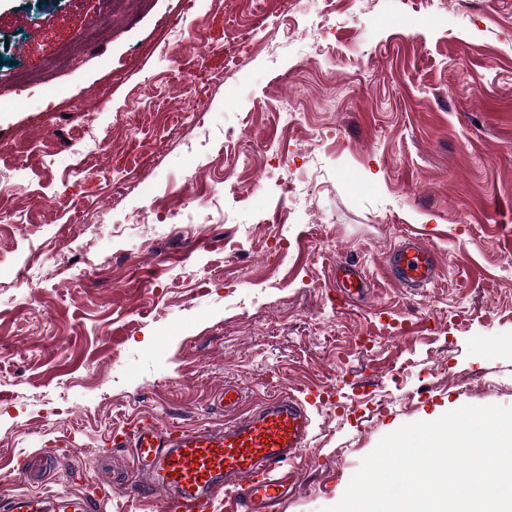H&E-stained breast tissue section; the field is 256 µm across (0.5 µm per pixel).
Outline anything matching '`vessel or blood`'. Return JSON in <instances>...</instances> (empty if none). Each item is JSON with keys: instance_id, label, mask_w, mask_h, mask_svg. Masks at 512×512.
<instances>
[{"instance_id": "b4317fda", "label": "vessel or blood", "mask_w": 512, "mask_h": 512, "mask_svg": "<svg viewBox=\"0 0 512 512\" xmlns=\"http://www.w3.org/2000/svg\"><path fill=\"white\" fill-rule=\"evenodd\" d=\"M393 280L404 288L431 283L434 251L422 238L389 257ZM310 419L300 397L280 392L244 417L220 425L164 429L140 420L120 434L132 449L134 493H161V512H281L299 484L297 460ZM0 512H90L85 495L16 493L0 499Z\"/></svg>"}]
</instances>
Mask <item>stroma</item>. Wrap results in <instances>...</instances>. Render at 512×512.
<instances>
[{
  "label": "stroma",
  "instance_id": "stroma-1",
  "mask_svg": "<svg viewBox=\"0 0 512 512\" xmlns=\"http://www.w3.org/2000/svg\"><path fill=\"white\" fill-rule=\"evenodd\" d=\"M333 8L334 32L299 16L295 38L230 73L228 44L246 27L264 36L282 0H203L175 67L158 52L180 0H131L105 25L100 0H0V148L27 150L30 181L0 196V495L95 486L109 493L103 512H159L160 496L130 494L113 430L216 424L225 385L248 405L286 385L311 389L312 424L285 512H321L401 426L512 407V0ZM96 26L88 51L47 71L61 43ZM17 64L48 83L25 110ZM282 97L300 104L298 124L278 120ZM82 104L108 147L68 180ZM193 112L208 126L196 155L166 151ZM43 141L59 158L50 173ZM272 143L310 157L286 197L259 177ZM189 169L201 172L193 209L217 200L225 217L129 223L177 209ZM90 208L105 223H80ZM417 231L438 271L408 294L387 258ZM345 260L369 292L343 307ZM369 334L385 345L360 346Z\"/></svg>",
  "mask_w": 512,
  "mask_h": 512
}]
</instances>
